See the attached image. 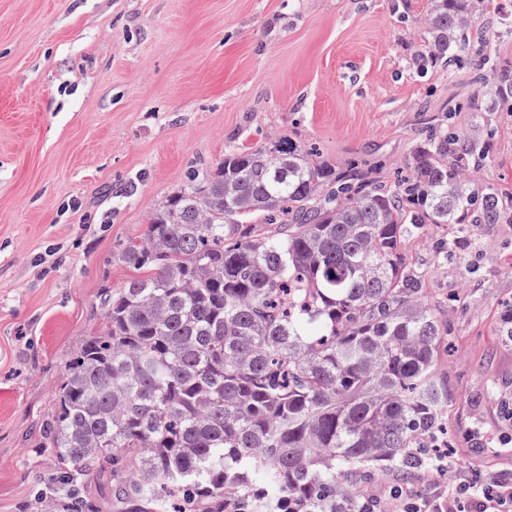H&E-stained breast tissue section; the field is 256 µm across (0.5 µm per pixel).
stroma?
I'll return each mask as SVG.
<instances>
[{"mask_svg": "<svg viewBox=\"0 0 512 512\" xmlns=\"http://www.w3.org/2000/svg\"><path fill=\"white\" fill-rule=\"evenodd\" d=\"M426 0H0V512H41L56 461L41 430L79 342L102 324L119 251L228 140L288 136L394 182L430 116L485 141L480 182L512 196V117L472 112L466 61L417 77ZM457 240L434 259L432 238ZM448 335L454 448L409 483L512 479V224H433L408 243Z\"/></svg>", "mask_w": 512, "mask_h": 512, "instance_id": "35a3bbf8", "label": "stroma"}]
</instances>
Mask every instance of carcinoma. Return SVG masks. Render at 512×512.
Listing matches in <instances>:
<instances>
[{"mask_svg": "<svg viewBox=\"0 0 512 512\" xmlns=\"http://www.w3.org/2000/svg\"><path fill=\"white\" fill-rule=\"evenodd\" d=\"M488 5L428 0L416 74L512 40L480 23ZM485 95L512 112V66ZM453 113L393 185L285 137L190 174L123 243L132 275L103 288L102 330L64 369L43 430L51 484L101 477L118 512H374L358 485L387 469L407 483L450 402L448 329L407 242L430 224L512 223V202L472 178L485 143ZM43 507L96 512L80 496Z\"/></svg>", "mask_w": 512, "mask_h": 512, "instance_id": "carcinoma-1", "label": "carcinoma"}]
</instances>
